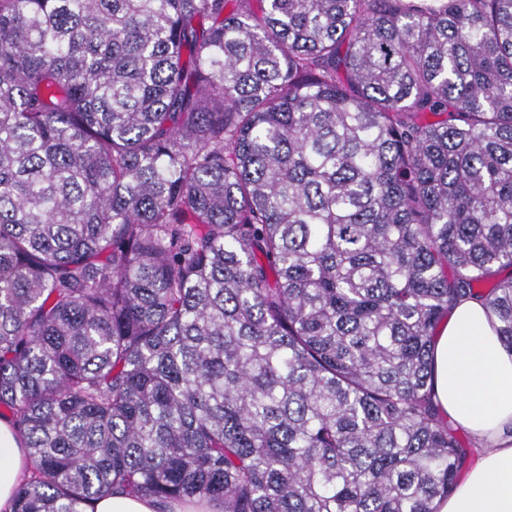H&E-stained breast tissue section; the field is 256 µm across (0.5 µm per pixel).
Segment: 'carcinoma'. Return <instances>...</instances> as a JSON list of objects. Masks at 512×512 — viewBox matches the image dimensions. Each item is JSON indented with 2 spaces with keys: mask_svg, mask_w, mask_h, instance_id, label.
Listing matches in <instances>:
<instances>
[{
  "mask_svg": "<svg viewBox=\"0 0 512 512\" xmlns=\"http://www.w3.org/2000/svg\"><path fill=\"white\" fill-rule=\"evenodd\" d=\"M464 299L512 351V0H0L12 512H436ZM153 500L126 494H112L98 499L87 512H156Z\"/></svg>",
  "mask_w": 512,
  "mask_h": 512,
  "instance_id": "obj_1",
  "label": "carcinoma"
}]
</instances>
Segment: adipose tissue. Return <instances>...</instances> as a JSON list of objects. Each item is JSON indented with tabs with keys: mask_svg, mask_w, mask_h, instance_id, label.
<instances>
[{
	"mask_svg": "<svg viewBox=\"0 0 512 512\" xmlns=\"http://www.w3.org/2000/svg\"><path fill=\"white\" fill-rule=\"evenodd\" d=\"M434 391L449 418L477 444V460L436 512H512V353L489 325L484 305L457 304L435 338ZM33 462L0 420V512Z\"/></svg>",
	"mask_w": 512,
	"mask_h": 512,
	"instance_id": "1",
	"label": "adipose tissue"
}]
</instances>
